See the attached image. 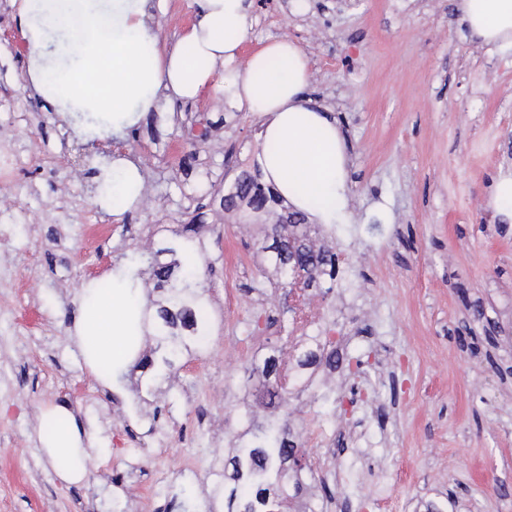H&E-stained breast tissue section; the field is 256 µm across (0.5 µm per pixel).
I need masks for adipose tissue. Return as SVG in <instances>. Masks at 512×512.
I'll return each instance as SVG.
<instances>
[{
	"label": "adipose tissue",
	"mask_w": 512,
	"mask_h": 512,
	"mask_svg": "<svg viewBox=\"0 0 512 512\" xmlns=\"http://www.w3.org/2000/svg\"><path fill=\"white\" fill-rule=\"evenodd\" d=\"M147 0L113 12L91 0H21L36 89L73 112L108 114L113 130L133 109L157 108L161 97L192 99L214 82L216 69L230 67L228 82L235 103L264 120L266 179L297 209L330 219L346 203L345 144L325 112L306 104L309 81L306 55L291 41L276 40L258 51L244 70H234L247 36L248 0H198L199 18L182 33L175 49L159 54L157 38L145 24ZM472 35L483 42L512 47V0H459ZM72 35V61L45 64L47 31ZM75 325V341L92 371L131 359L141 333L139 307L127 299L125 283L109 292L85 291ZM57 428L42 435L41 448L54 460L67 484L89 480L92 437L64 406L43 413Z\"/></svg>",
	"instance_id": "obj_1"
}]
</instances>
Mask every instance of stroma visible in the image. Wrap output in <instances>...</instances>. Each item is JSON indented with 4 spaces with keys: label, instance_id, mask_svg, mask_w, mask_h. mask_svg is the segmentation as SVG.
<instances>
[{
    "label": "stroma",
    "instance_id": "stroma-1",
    "mask_svg": "<svg viewBox=\"0 0 512 512\" xmlns=\"http://www.w3.org/2000/svg\"><path fill=\"white\" fill-rule=\"evenodd\" d=\"M196 0H149L162 52L197 20ZM0 149L30 161L0 181L15 250H0V512H204L219 483L212 443L237 437L240 399L278 355L288 301L264 271L265 231L221 187L251 170L263 120L222 82L191 100L137 113L117 137L82 135L79 117L31 88L15 0H0ZM285 38L309 60L308 104L324 109L348 155L345 208L308 217L312 243L335 247L336 280L317 316L342 337L345 365L288 402L293 420L328 429L302 473L313 512H512V49L472 38L457 0H251L234 67ZM211 127L193 154L174 149ZM144 179L140 203L113 207L105 166ZM205 231L196 259L211 321L206 351L170 376L126 368L104 388L72 340L79 299L117 267L132 300L157 294L133 256L180 241L184 213ZM91 233H84L85 217ZM64 405L94 434L89 482L68 485L37 440L42 412ZM200 477L181 478L187 464Z\"/></svg>",
    "mask_w": 512,
    "mask_h": 512
}]
</instances>
